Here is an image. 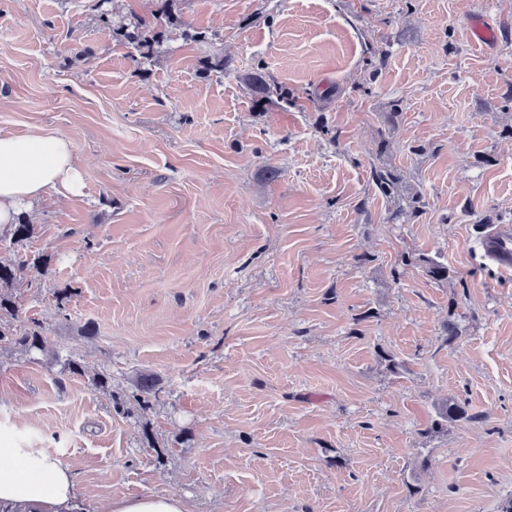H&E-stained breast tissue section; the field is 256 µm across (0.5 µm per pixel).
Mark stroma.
<instances>
[{
  "mask_svg": "<svg viewBox=\"0 0 512 512\" xmlns=\"http://www.w3.org/2000/svg\"><path fill=\"white\" fill-rule=\"evenodd\" d=\"M95 3L0 0V135L69 139L85 182L8 252L50 352L0 348V432L90 512H498L512 273L481 239L512 225V0H112L116 26L180 21L139 64ZM447 399L468 420L429 434ZM468 36L475 43L491 46L494 43V26L486 17L476 19L468 25ZM109 512H189L186 503L179 497L152 494L138 498L112 500Z\"/></svg>",
  "mask_w": 512,
  "mask_h": 512,
  "instance_id": "stroma-1",
  "label": "stroma"
}]
</instances>
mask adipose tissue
<instances>
[{"label":"adipose tissue","instance_id":"adipose-tissue-1","mask_svg":"<svg viewBox=\"0 0 512 512\" xmlns=\"http://www.w3.org/2000/svg\"><path fill=\"white\" fill-rule=\"evenodd\" d=\"M82 170L73 144L48 130L0 135V228H9L25 204L48 191L81 195ZM0 505L12 512H82L69 467L24 448L0 446Z\"/></svg>","mask_w":512,"mask_h":512}]
</instances>
